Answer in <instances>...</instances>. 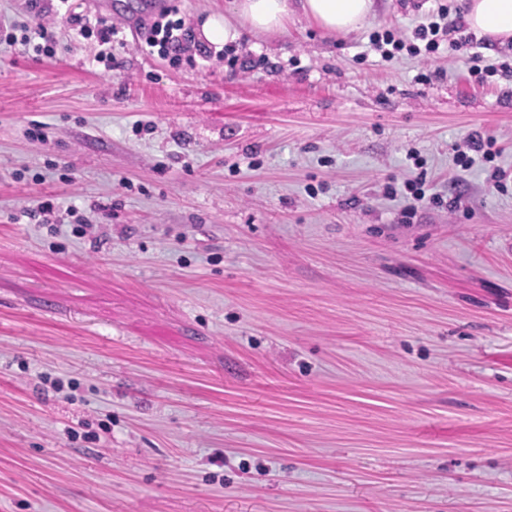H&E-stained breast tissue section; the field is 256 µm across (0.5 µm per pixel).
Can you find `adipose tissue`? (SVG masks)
Masks as SVG:
<instances>
[{
  "label": "adipose tissue",
  "mask_w": 512,
  "mask_h": 512,
  "mask_svg": "<svg viewBox=\"0 0 512 512\" xmlns=\"http://www.w3.org/2000/svg\"><path fill=\"white\" fill-rule=\"evenodd\" d=\"M304 15L324 32L344 34L362 26L372 15L375 0H299ZM232 18H208L201 34L212 44L237 41L241 27L258 32H278L289 13V0H234ZM469 28L494 40L512 39V0H467Z\"/></svg>",
  "instance_id": "adipose-tissue-1"
}]
</instances>
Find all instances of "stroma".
<instances>
[{
	"label": "stroma",
	"instance_id": "1",
	"mask_svg": "<svg viewBox=\"0 0 512 512\" xmlns=\"http://www.w3.org/2000/svg\"><path fill=\"white\" fill-rule=\"evenodd\" d=\"M42 3L54 54L0 46V512H512V189L454 162L512 174V81L369 50L434 0L192 67L154 0H77L112 70ZM176 14V10L166 9L140 28L139 45L143 51L161 57L171 56L176 63L183 61L189 33L180 19L170 18ZM73 16L72 21L79 28V35L86 37L95 34L103 47L100 54L96 57V61H107L108 64H112V42H114L119 33L118 28L112 26V24L107 25L98 19H96L95 23H92L90 18L82 15L74 14ZM485 146L488 148L492 146V142L488 137L486 138L485 143L484 138L480 132L475 131L471 133L465 141L463 150H456V154L454 156L456 166L460 167L461 170L466 171L476 163V158L470 156L468 151L476 153L477 156L482 152V155H480L482 162H491L494 160L497 157L498 152L496 151L493 153L488 149L485 150Z\"/></svg>",
	"mask_w": 512,
	"mask_h": 512
}]
</instances>
